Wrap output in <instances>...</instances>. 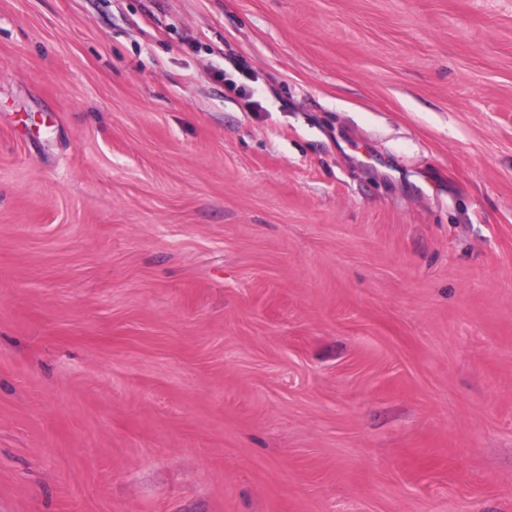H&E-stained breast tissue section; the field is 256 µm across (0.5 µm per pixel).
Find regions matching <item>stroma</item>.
<instances>
[{"instance_id": "obj_1", "label": "stroma", "mask_w": 512, "mask_h": 512, "mask_svg": "<svg viewBox=\"0 0 512 512\" xmlns=\"http://www.w3.org/2000/svg\"><path fill=\"white\" fill-rule=\"evenodd\" d=\"M0 512H512V0H0Z\"/></svg>"}]
</instances>
